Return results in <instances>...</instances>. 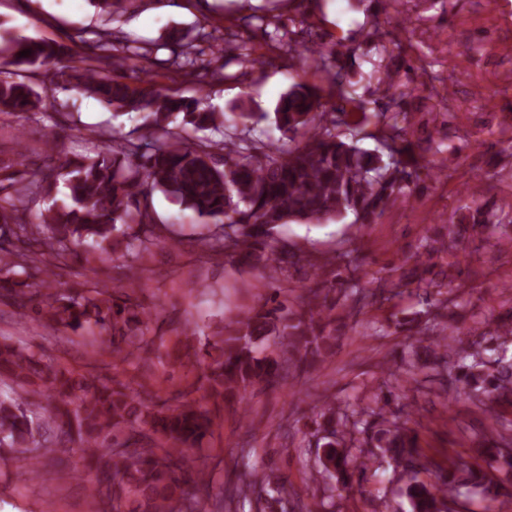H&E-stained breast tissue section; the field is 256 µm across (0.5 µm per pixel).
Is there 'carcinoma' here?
I'll list each match as a JSON object with an SVG mask.
<instances>
[{
  "label": "carcinoma",
  "mask_w": 512,
  "mask_h": 512,
  "mask_svg": "<svg viewBox=\"0 0 512 512\" xmlns=\"http://www.w3.org/2000/svg\"><path fill=\"white\" fill-rule=\"evenodd\" d=\"M273 27L264 31L267 52L295 54L327 74V87L293 86L275 108V127L289 135L283 146L251 135L255 113L241 106L217 112L201 96H184L148 75L126 79L110 66L140 56L133 39L121 46L111 33L77 30L64 39H35L0 34V114H46L61 89L99 101L123 114H136L145 129L135 140L121 130L101 140L79 159L66 158L39 178L26 177L11 162L0 160V300L18 313H32L66 330H99L109 336L112 354L130 365L147 362L146 334L153 317L132 301L140 287L131 270L125 285L112 292L70 286L45 293L34 304L30 288L54 275L69 255L96 254L102 262L123 251L139 257L153 245L155 222L148 198L159 191L207 224L229 228L225 239L243 261L262 260L269 276L289 257L275 233L296 223L340 221L374 224L384 210L416 194L422 166L407 130L393 113L371 132L373 119L365 102L353 93L357 57L351 51L326 50L309 42L311 31L288 25L277 15L258 17ZM231 33L202 27L178 38L179 50L168 67L173 83H192L203 68L196 41L223 51ZM29 49L31 54L20 55ZM250 71L267 60L253 56L246 42L237 45ZM373 140L388 150L363 147ZM65 201L44 208L39 223L28 219L36 197L53 200L58 186ZM479 205L461 208L448 239L423 245L412 280L386 279L375 288L358 287L353 279L315 281L304 289L298 311L273 293L243 321L215 332V367L206 376L216 400L242 402L254 384L279 386L291 368L310 370L324 363L331 336L336 288L350 291L346 317L405 293L427 305L435 334L415 343L433 354L436 383L453 398L466 397L487 412L494 426L484 435L483 451L499 468L512 471V419L499 416L495 405L512 403V320L487 323L482 341L468 347L459 336L464 299H430L433 280L426 277L442 252L464 251L475 238L506 240L495 233ZM0 460H11L32 472L48 453L73 454L95 474L88 491L109 512H201L214 500L213 512H224V494H213L208 474L194 450L209 433L212 420L201 405H149L122 381H105L90 371L74 372L51 363L30 347L0 338ZM308 447L316 448L317 473L331 488L350 487L364 469V449L377 448L402 481L410 512H471L467 493L484 501V512H504L512 505L505 490L487 471L463 461L443 467L420 450L419 435L392 418L390 398L373 404L336 408L324 400L311 420ZM237 493L252 491L262 500L268 491L282 503L293 492L284 483L270 486L267 475L246 471Z\"/></svg>",
  "instance_id": "1"
}]
</instances>
